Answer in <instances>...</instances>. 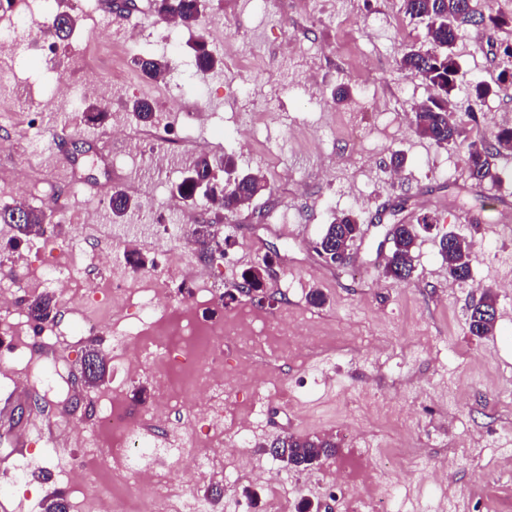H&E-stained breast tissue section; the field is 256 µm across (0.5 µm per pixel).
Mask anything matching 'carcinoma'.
Here are the masks:
<instances>
[{
  "mask_svg": "<svg viewBox=\"0 0 512 512\" xmlns=\"http://www.w3.org/2000/svg\"><path fill=\"white\" fill-rule=\"evenodd\" d=\"M156 13L161 17H176L183 25L195 27L204 11V0H154ZM405 15L426 22L428 46L409 48L400 58V68L410 75L431 85L436 94L429 103L419 107L413 116L414 131L419 136L438 146L458 148L468 170L469 177L481 185L490 177V158L501 151L512 150V127L503 126L492 133L491 139L469 141L464 136L461 122L451 107L448 96L454 89L457 72L454 48L461 33L477 24H503L497 16L478 11L474 0H403ZM75 23L73 16L65 11L56 12L50 19L46 33L54 40H66ZM190 49L196 71L211 72L221 66V56L204 37H199ZM220 161L200 155L186 170V177L176 186L174 195L183 201L194 198L195 182L204 180L211 184L212 191L208 202L226 212H234L249 204L264 190L262 179L254 174H245L239 183L227 184L219 179ZM138 202L127 193L119 190L112 194V215L121 219L132 213ZM46 223V215L23 206L0 209V224H9L22 235H28L32 226ZM360 221L356 214L346 213L326 225L319 239L324 251H344L359 236ZM198 243L210 252L218 247L210 226L196 228ZM418 233L413 224L403 225L392 238L391 252L386 265V274L397 278L410 277L414 269V251ZM443 258L448 261V271L452 278L466 281L470 277V255L461 247L448 248V236L440 240ZM493 305L491 295L485 296V303L471 309L468 317L469 333L476 337L492 332L495 320L487 309ZM57 300L49 294L33 296L27 301V316L36 326L41 327L53 319ZM86 358L95 361L96 370L84 377L86 384H95L105 376L103 357L95 349L86 353ZM336 443L326 438L307 439L294 435L278 438L281 461L290 468L305 469L317 463L320 458L335 453Z\"/></svg>",
  "mask_w": 512,
  "mask_h": 512,
  "instance_id": "cac0c4a2",
  "label": "carcinoma"
}]
</instances>
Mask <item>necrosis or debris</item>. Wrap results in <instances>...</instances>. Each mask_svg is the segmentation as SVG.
Listing matches in <instances>:
<instances>
[{"label": "necrosis or debris", "instance_id": "1", "mask_svg": "<svg viewBox=\"0 0 512 512\" xmlns=\"http://www.w3.org/2000/svg\"><path fill=\"white\" fill-rule=\"evenodd\" d=\"M207 119L202 103L193 102L185 108L180 126L142 130L139 142L160 139L175 148L192 143L193 131ZM163 264L165 276L147 283L128 275L93 282L73 307L69 327L47 339L48 345L67 346L111 323L116 312L131 321L129 330L112 335L108 353L122 383L113 388L107 405L97 409L82 458L63 459L54 448L38 451L41 459L57 460L67 483L80 493L83 512H212L192 486L210 477L214 459L224 451L207 438L198 450L186 452L180 436L199 420L212 431L224 426V412L230 407L229 400L220 397L229 386L226 340L244 348L270 346L284 355L308 342L284 317L242 312L228 323L209 315L215 301L213 279L199 266H183L179 245L167 246ZM177 269L190 283L191 298L174 310L167 304L166 276ZM146 367L154 372L148 413L157 432L151 439L129 415L124 389ZM252 433L253 417L248 414L237 424L234 455L240 469L251 470L252 481L274 487L283 478L275 468L254 467L248 454ZM334 481L346 495L348 512H392L388 494L365 481L363 471L337 465Z\"/></svg>", "mask_w": 512, "mask_h": 512}]
</instances>
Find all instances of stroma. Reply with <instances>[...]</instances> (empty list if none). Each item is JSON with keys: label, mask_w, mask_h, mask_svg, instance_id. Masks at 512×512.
I'll return each mask as SVG.
<instances>
[{"label": "stroma", "mask_w": 512, "mask_h": 512, "mask_svg": "<svg viewBox=\"0 0 512 512\" xmlns=\"http://www.w3.org/2000/svg\"><path fill=\"white\" fill-rule=\"evenodd\" d=\"M13 2V12L0 13V28L17 31L13 49L0 51V127L9 135L0 147V199L15 190L16 169L25 168L36 188L28 205L45 210L47 235L33 251L28 238L0 224V289L44 276L50 251L95 249V241L76 230L91 210L98 226L118 238L112 248L116 273L125 272L128 251L147 262L139 276L160 272L161 244L149 229L154 212L177 210L186 218L181 239L193 241V217L203 206L172 196L180 170L151 174L150 155L135 147L140 123L128 118L129 138L113 142L107 166L95 141L111 120L93 125L73 119L77 112L105 109L106 95L111 114L126 113L131 101L144 98L162 123L172 124L181 109L166 90L176 85L209 113L199 131L207 155L232 156L239 170L263 175L267 183L249 205L221 213L223 251L204 257L195 248L192 261L215 271L218 288L228 295L225 313L243 306L284 310L306 321L315 336L303 365L254 352L276 387L242 384L232 393L243 406L267 398L250 449L257 464L271 461L262 444L282 435L330 436L336 442L335 454L315 467L326 482L285 471L287 512H297L304 499L322 512H344L343 495L329 479L350 454L351 432L372 448L374 462L384 463L391 454L399 458L396 512H440L450 499L466 512H500V504L512 500V458L500 454L512 445V223L494 218L503 202H512V179L474 187L454 147L415 133L414 111L433 89L399 66L406 48L427 44L424 23L405 15L403 0H208L201 33L225 55L223 69L208 75L196 72L188 47L201 33L181 27L162 40L167 22L149 0H136V9L124 13L92 0L91 12L75 13L70 38L52 54L42 51L41 39L56 0ZM131 31L157 34L146 53L170 60L164 78L150 79L132 63L126 43ZM507 43L512 25L472 27L457 42L452 98L458 107H467L475 85L494 89L473 116L463 117L468 139L512 126V77L504 75L501 55ZM257 57L263 68L245 78V63ZM61 83L68 95L55 94ZM22 85L43 97L39 114L18 95ZM257 100L271 106L266 120L252 109ZM61 129L67 139H57ZM75 142L85 146L82 156H71ZM395 153L405 164L394 179ZM111 175L127 178L125 192L141 204L130 223H119L87 191L89 182ZM274 210L287 212L288 223H269ZM344 212L361 216L363 233L338 267L326 263L315 244L325 225ZM421 220L433 229L417 239L414 271L408 279H394L385 272V234L395 222ZM450 233L473 244L464 282L449 279L440 253L439 240ZM263 261L268 300L261 303L237 287L243 272ZM315 291L324 295V305L309 303ZM487 293L497 317L492 333L477 338L469 334L467 318ZM111 334L107 328L59 349L65 381L53 390L44 372L54 353L38 337H23L17 356L0 362V469L14 470L30 457L17 441L35 427L65 455L81 454L74 427L92 431L95 403L118 381L110 367L97 385L84 386L81 363L88 349L105 351ZM16 372L28 384L6 393L3 386ZM55 490L76 506L79 495L61 471L42 466L10 497H0V512H43Z\"/></svg>", "instance_id": "obj_1"}]
</instances>
